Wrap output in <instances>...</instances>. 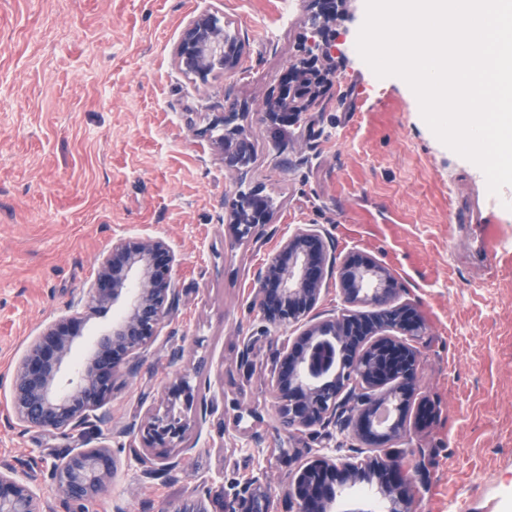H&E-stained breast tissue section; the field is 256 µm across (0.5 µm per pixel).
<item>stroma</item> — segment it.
Masks as SVG:
<instances>
[{
    "mask_svg": "<svg viewBox=\"0 0 512 512\" xmlns=\"http://www.w3.org/2000/svg\"><path fill=\"white\" fill-rule=\"evenodd\" d=\"M0 0V460L35 475L43 512H72L51 477L63 457L100 445L112 458L89 512H221L246 479L270 487L269 512H293L282 488L316 456L399 453L415 512H512V187L443 145L410 87L377 77L356 50L365 0H343L329 33L343 44L319 105L295 123L270 111L304 54L320 0ZM214 16L241 44L237 65L207 80L178 58L186 31ZM242 129L252 160L229 165L221 136ZM271 200L266 223L239 233L232 203ZM490 222L485 273L452 246L460 198ZM298 227L326 250L314 316L374 305L342 300L340 267L388 272L418 329V383L405 432L369 443L356 410L285 429L270 368L296 332L265 321L256 294ZM159 238L176 261L175 301L137 367L120 363L99 411L105 435L69 437L13 412L14 378L31 342L64 322L71 367L86 370L97 334L120 310L90 302L113 242ZM173 408L178 448L139 428ZM170 468L148 479L140 454ZM376 482L345 481L335 512H375Z\"/></svg>",
    "mask_w": 512,
    "mask_h": 512,
    "instance_id": "35a3bbf8",
    "label": "stroma"
}]
</instances>
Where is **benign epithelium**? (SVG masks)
Listing matches in <instances>:
<instances>
[{"mask_svg":"<svg viewBox=\"0 0 512 512\" xmlns=\"http://www.w3.org/2000/svg\"><path fill=\"white\" fill-rule=\"evenodd\" d=\"M311 44L317 49L315 59L333 60L341 52L336 41L324 40L312 24ZM213 45L212 25L208 18L198 20L188 31L179 50L182 64L194 62L205 46ZM167 252L161 239L140 240L120 237L112 244V259L103 261L104 278H112V287L105 281L96 289L93 300L106 299L116 304L124 302L123 318L113 324L112 331L103 335L97 343L96 355L102 361V370L94 375L77 374L64 377L72 350L73 337L66 336L59 328H49L46 334L30 345L17 372L14 387V405L17 419L31 427L68 436L77 429L98 427L105 422L97 414L102 397L112 385L113 362L111 354L120 352L122 358L133 361L145 352L158 329L166 307L175 294L172 288L170 264L175 257L168 255V262L159 266L152 259ZM326 256L316 230L299 227L283 242L280 253L269 262L259 289V308L265 318L280 325H292L312 311L320 300L321 280ZM379 280L382 272L365 259L346 263L340 272L343 299H353L371 279ZM138 282V289L128 295L129 280ZM368 300L389 313L384 326L377 329L382 338L377 346L393 344L389 338L394 332L413 331V325H402L394 313L406 311L396 303L392 289L379 286L371 289ZM353 315L347 310L307 328L301 336V344L283 347L272 370V382L276 387L283 411V424L288 428L309 427L329 413L346 404L358 408L356 427L369 434L377 421L376 399L367 392L348 390L345 395H322L328 383L315 379L328 373L336 363L331 349L324 345L315 347L319 336H339ZM399 348L411 362L409 371L401 378L399 401L395 405L396 418L386 426V433L372 436L375 441H385L401 436L404 432L403 413L406 400L417 384V350L405 343ZM185 427L176 419L156 413L142 427L143 441L151 444H167L176 448L183 441ZM109 451L104 447L90 448L64 458L54 466L53 475L57 486L74 504L90 501L104 487L105 466ZM359 469V463L318 457L308 466L288 477L283 493L296 501L297 512H325L326 504L336 498V492L323 485V480L337 472L349 473ZM376 470L386 474L395 487L393 495L398 502L397 512H409L411 499L406 492L405 474L399 468V457L387 454L378 459ZM253 489L247 496L248 505L224 507V512H268L271 492L259 481L252 482ZM0 512H40V497L32 486L18 478L16 467L8 461H0Z\"/></svg>","mask_w":512,"mask_h":512,"instance_id":"obj_1","label":"benign epithelium"}]
</instances>
